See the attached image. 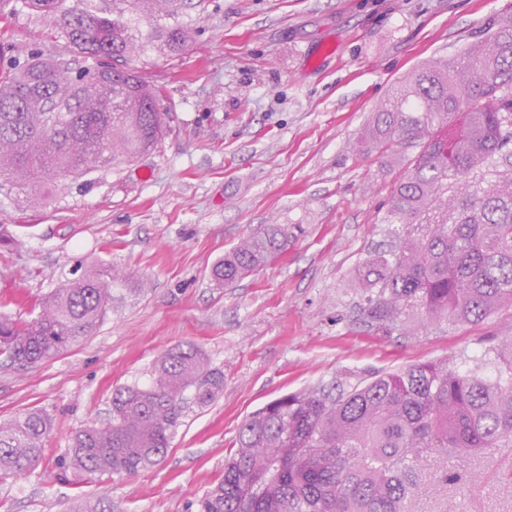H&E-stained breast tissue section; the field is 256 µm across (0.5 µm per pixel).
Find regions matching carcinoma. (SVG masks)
<instances>
[{"label": "carcinoma", "instance_id": "carcinoma-1", "mask_svg": "<svg viewBox=\"0 0 512 512\" xmlns=\"http://www.w3.org/2000/svg\"><path fill=\"white\" fill-rule=\"evenodd\" d=\"M54 22L77 58L33 48L6 57L0 45V192L6 195L131 162L166 131L163 86L137 62L161 45L185 49L193 29L184 0H0ZM364 151L415 154L394 184L378 223L392 238L363 259L349 283L379 327L407 322L480 326L512 310V15L485 24L458 56L415 69L375 111ZM288 225L267 224L214 264L226 286L278 259ZM110 301L102 270L62 282L26 320L0 314V357L50 359L93 335ZM224 375L194 346L155 360L147 388L112 394V423L71 437L61 472L134 476L167 454L185 393L207 406ZM49 419L40 411L0 421V479L36 468ZM224 477L197 512H413L443 471L421 479L427 458L512 447V335L484 340L480 353L351 382L338 378L285 395L242 423ZM69 512H114L112 501H73Z\"/></svg>", "mask_w": 512, "mask_h": 512}]
</instances>
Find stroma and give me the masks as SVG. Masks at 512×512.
<instances>
[{"mask_svg": "<svg viewBox=\"0 0 512 512\" xmlns=\"http://www.w3.org/2000/svg\"><path fill=\"white\" fill-rule=\"evenodd\" d=\"M194 33L150 54L168 133L134 164L31 201L0 195V312L29 318L59 279L98 267L112 307L94 335L53 358L0 369V420L49 417L38 467L0 482V512H68L79 496L118 512H196L224 474L243 421L290 392L475 353L512 325L368 322L348 283L386 245L377 216L406 156L356 143L392 88L453 57L512 0H191ZM12 54L41 46L71 59L55 29L17 12L0 21ZM267 224L293 236L274 262L230 286L213 265ZM182 345L224 374L205 407L187 403L165 458L135 476L72 483L57 467L75 431L107 426L112 394L147 385L157 356ZM465 476L417 512H512V448L451 458Z\"/></svg>", "mask_w": 512, "mask_h": 512, "instance_id": "obj_1", "label": "stroma"}]
</instances>
